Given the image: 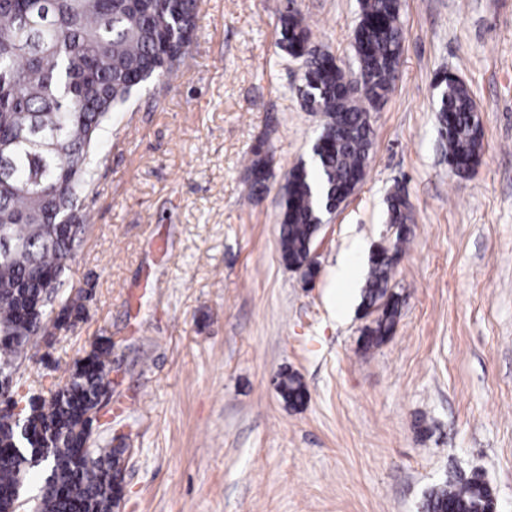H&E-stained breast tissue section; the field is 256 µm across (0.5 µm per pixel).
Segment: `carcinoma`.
I'll use <instances>...</instances> for the list:
<instances>
[{
  "label": "carcinoma",
  "instance_id": "obj_1",
  "mask_svg": "<svg viewBox=\"0 0 512 512\" xmlns=\"http://www.w3.org/2000/svg\"><path fill=\"white\" fill-rule=\"evenodd\" d=\"M198 0H0V379L14 380L38 340L82 319L88 295L66 292V271L83 242L92 154L112 113L144 83L170 77L193 48ZM353 33L357 73L328 66L294 7L279 18L278 46L302 63L300 98L325 122L311 166L293 167L281 187L280 251L285 264L313 273L308 243L324 213L338 209L365 179L373 129L370 109L391 91L403 47L400 0H359ZM438 117L448 165L461 175L482 153V124L468 87L441 83ZM249 197L268 189L270 158L258 150ZM396 252L412 216L407 196L387 198ZM369 259L361 332L369 351L393 336L399 296L389 286L394 259ZM66 320L50 319L55 307ZM112 373V345L96 344L47 398L0 397L23 405L0 417V504L8 507L33 468L46 463L37 512H114L123 496L126 449L98 446L86 457L88 422ZM288 404L306 398L295 373L279 374ZM494 499L474 471L426 493V512H487Z\"/></svg>",
  "mask_w": 512,
  "mask_h": 512
}]
</instances>
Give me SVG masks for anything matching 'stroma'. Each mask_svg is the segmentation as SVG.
Returning a JSON list of instances; mask_svg holds the SVG:
<instances>
[{"instance_id": "stroma-1", "label": "stroma", "mask_w": 512, "mask_h": 512, "mask_svg": "<svg viewBox=\"0 0 512 512\" xmlns=\"http://www.w3.org/2000/svg\"><path fill=\"white\" fill-rule=\"evenodd\" d=\"M191 54L133 94L92 164L94 215L71 264L85 320L21 365L48 395L96 341L112 343L111 417L127 449L117 512H422L452 471L482 472L512 512V0H400L398 78L371 112L367 175L314 243L305 282L281 260L278 189L323 124L276 43L286 0H198ZM312 41L356 68L358 0H297ZM462 79L481 161L448 166L436 76ZM269 190L247 198L256 146ZM412 221L390 286L394 335L359 348L371 251L392 247L386 198ZM357 266L344 296L336 268ZM297 373L289 406L274 379Z\"/></svg>"}]
</instances>
